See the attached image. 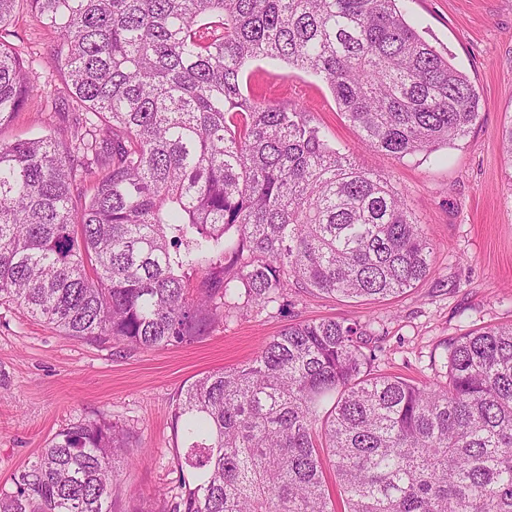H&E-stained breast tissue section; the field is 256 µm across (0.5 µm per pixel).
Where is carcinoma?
<instances>
[{"mask_svg":"<svg viewBox=\"0 0 512 512\" xmlns=\"http://www.w3.org/2000/svg\"><path fill=\"white\" fill-rule=\"evenodd\" d=\"M397 2L0 0V125L40 89L5 40L20 5L74 108L54 137L0 143V301L155 349L281 307L290 282L378 301L425 280L428 232L391 180L247 82L259 60L316 75L399 160L463 139L479 98ZM364 335L291 323L184 385L174 460L192 480L155 512H512V323L457 338L448 380L424 384L371 373ZM118 458L137 460L126 430L73 424L0 512H111Z\"/></svg>","mask_w":512,"mask_h":512,"instance_id":"cac0c4a2","label":"carcinoma"}]
</instances>
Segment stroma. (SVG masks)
<instances>
[{
	"mask_svg": "<svg viewBox=\"0 0 512 512\" xmlns=\"http://www.w3.org/2000/svg\"><path fill=\"white\" fill-rule=\"evenodd\" d=\"M420 35L465 74L480 96L479 116L453 146L396 159L362 146L333 95L315 75L261 60L250 80L268 97L305 106L356 163L388 176L432 241L433 272L416 288L373 303L289 288L284 311L250 309L207 336L180 346L140 349L78 340L0 304V489L10 488L54 434L103 415L130 430L134 463L117 462L122 493L112 512H154L158 491L176 493L172 414L181 387L203 374L248 361L286 325L333 318L365 326L372 369L415 383L447 376V348L481 327L512 323V165L501 130L512 119V0H403ZM14 45L41 72L40 97L0 126V142L53 133L69 106L65 80L49 62V38L18 8Z\"/></svg>",
	"mask_w": 512,
	"mask_h": 512,
	"instance_id": "35a3bbf8",
	"label": "stroma"
}]
</instances>
